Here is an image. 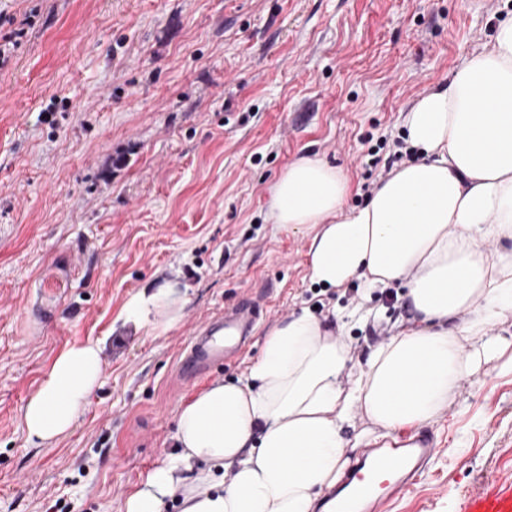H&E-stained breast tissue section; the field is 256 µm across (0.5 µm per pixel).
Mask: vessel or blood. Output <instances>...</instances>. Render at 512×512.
<instances>
[{"label":"vessel or blood","mask_w":512,"mask_h":512,"mask_svg":"<svg viewBox=\"0 0 512 512\" xmlns=\"http://www.w3.org/2000/svg\"><path fill=\"white\" fill-rule=\"evenodd\" d=\"M262 315L260 300L248 296L206 317L179 357V377L186 382L198 380L238 357ZM434 452L433 441L423 436L414 438L407 448L378 449L370 465L354 471L349 491L334 495V512H385L387 503L403 496ZM461 512H512V480L469 491Z\"/></svg>","instance_id":"obj_1"}]
</instances>
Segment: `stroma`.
Wrapping results in <instances>:
<instances>
[{"label":"stroma","mask_w":512,"mask_h":512,"mask_svg":"<svg viewBox=\"0 0 512 512\" xmlns=\"http://www.w3.org/2000/svg\"><path fill=\"white\" fill-rule=\"evenodd\" d=\"M511 16L512 0H0V512H121L174 453L180 408L243 377L275 322L355 305L356 281L318 295L273 182L315 154L363 205L406 108ZM148 284L186 294L162 334L119 319ZM265 287L246 351L176 384L192 326ZM90 339L105 345L85 412L33 447L25 404ZM420 432L437 452L388 512H459L512 472V377L479 369Z\"/></svg>","instance_id":"obj_1"}]
</instances>
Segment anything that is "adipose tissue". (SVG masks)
Masks as SVG:
<instances>
[{"label": "adipose tissue", "instance_id": "1", "mask_svg": "<svg viewBox=\"0 0 512 512\" xmlns=\"http://www.w3.org/2000/svg\"><path fill=\"white\" fill-rule=\"evenodd\" d=\"M402 124L418 157L377 181L363 206L345 209L341 169L304 156L273 184L270 209L304 234L313 282L404 286L408 322L357 361L342 319L306 308L280 319L243 379L215 381L180 409L175 453L124 512H164L177 490L181 512H316L348 465L356 420L368 421L367 442L395 441L434 421L475 370L512 375V338L500 330L512 320V19ZM184 308L173 288L145 287L124 318L163 332ZM100 373V341L56 357L23 409L35 446L70 434Z\"/></svg>", "mask_w": 512, "mask_h": 512}]
</instances>
